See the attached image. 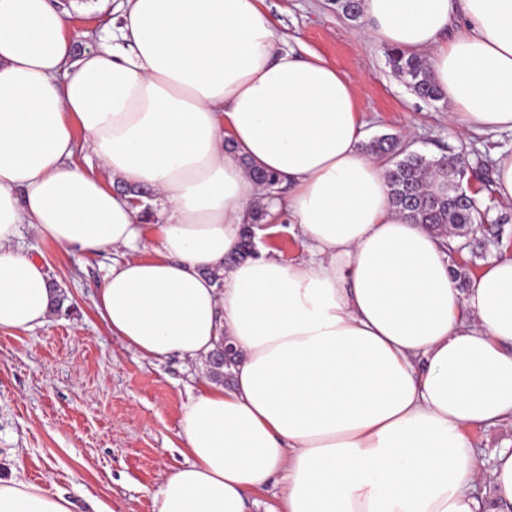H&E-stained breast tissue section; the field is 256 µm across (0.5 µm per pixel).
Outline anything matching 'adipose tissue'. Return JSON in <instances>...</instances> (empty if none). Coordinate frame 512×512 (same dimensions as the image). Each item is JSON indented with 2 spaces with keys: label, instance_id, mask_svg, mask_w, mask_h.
<instances>
[{
  "label": "adipose tissue",
  "instance_id": "adipose-tissue-1",
  "mask_svg": "<svg viewBox=\"0 0 512 512\" xmlns=\"http://www.w3.org/2000/svg\"><path fill=\"white\" fill-rule=\"evenodd\" d=\"M263 2L126 0L117 35L79 53L56 0H0V330L52 307L17 245L28 226L68 253L120 251L95 309L128 348L233 347L232 387L184 406L186 463L155 512H251L273 483L267 512H487L483 480L512 512V448L488 468L466 434L512 422V257L459 287L444 237L392 206L352 80L289 48ZM362 18L363 39L426 57L453 123L512 130V0H363ZM79 132L95 166L75 160ZM285 219L296 256L225 264ZM0 512L71 503L13 477Z\"/></svg>",
  "mask_w": 512,
  "mask_h": 512
}]
</instances>
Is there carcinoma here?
<instances>
[{
    "label": "carcinoma",
    "mask_w": 512,
    "mask_h": 512,
    "mask_svg": "<svg viewBox=\"0 0 512 512\" xmlns=\"http://www.w3.org/2000/svg\"><path fill=\"white\" fill-rule=\"evenodd\" d=\"M333 4L336 12L350 20L361 17L362 0H333ZM387 57L393 72L415 95L432 102L446 101L424 57L396 48L389 49ZM363 149L384 161L392 205L414 224L435 232L450 225L471 228L478 224L508 221L506 216L500 221L489 220L490 208L483 206L476 197L467 205L455 199V183L469 172L463 152L429 157L408 150L394 134L377 136L363 144ZM221 353L223 349H217L206 361L209 376L218 382L224 380V368L231 367L234 362V356L223 357Z\"/></svg>",
    "instance_id": "carcinoma-1"
}]
</instances>
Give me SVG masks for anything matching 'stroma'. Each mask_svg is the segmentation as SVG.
Here are the masks:
<instances>
[{"instance_id": "1", "label": "stroma", "mask_w": 512, "mask_h": 512, "mask_svg": "<svg viewBox=\"0 0 512 512\" xmlns=\"http://www.w3.org/2000/svg\"><path fill=\"white\" fill-rule=\"evenodd\" d=\"M120 5L59 0L77 52L95 47L94 32ZM264 8L290 47L316 52L354 80L366 137L406 134L411 149L436 157L465 152L492 215H512V204L488 188L493 156L512 148V131L456 135L447 108L413 94L390 68L386 46L361 41L363 21L337 14L332 0H264ZM467 242L451 259L471 278L484 263L512 256V222L501 225L498 241L478 231ZM22 246L46 263L66 300L41 327L0 330V470L53 486L72 512H154L168 474L185 462L180 420L207 367L142 357L109 333L94 301L112 252L70 254L29 228Z\"/></svg>"}]
</instances>
